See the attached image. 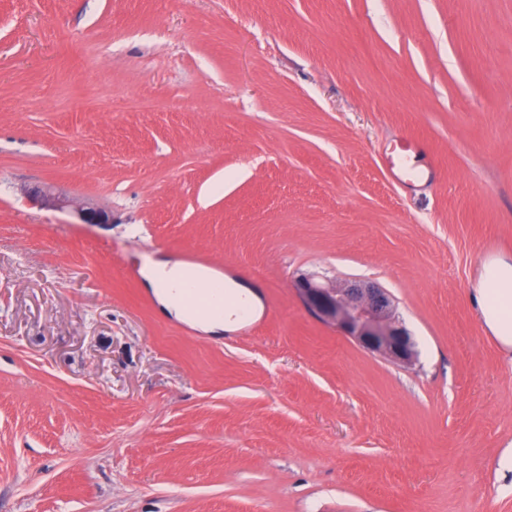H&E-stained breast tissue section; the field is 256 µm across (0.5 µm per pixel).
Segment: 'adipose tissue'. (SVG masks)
Returning <instances> with one entry per match:
<instances>
[{
	"label": "adipose tissue",
	"instance_id": "obj_1",
	"mask_svg": "<svg viewBox=\"0 0 512 512\" xmlns=\"http://www.w3.org/2000/svg\"><path fill=\"white\" fill-rule=\"evenodd\" d=\"M144 278L168 315L207 333L240 328L258 304L256 294L249 287L231 283L227 289L238 298V307L225 309L214 318L198 319L181 296L185 288L209 282L206 269L165 260L149 267ZM475 293L486 326L503 346L512 347V263L501 259L483 262Z\"/></svg>",
	"mask_w": 512,
	"mask_h": 512
}]
</instances>
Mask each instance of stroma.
<instances>
[{
    "mask_svg": "<svg viewBox=\"0 0 512 512\" xmlns=\"http://www.w3.org/2000/svg\"><path fill=\"white\" fill-rule=\"evenodd\" d=\"M406 141L430 184L388 176ZM491 254L512 0H0V512H512ZM190 257L254 330L163 312L141 269ZM304 274L386 288L418 362L317 320ZM29 196L35 200H40L42 204L55 210L73 208L84 224L110 223L109 215L105 211L94 207H87L80 204L77 205L73 200H70L67 197L55 196L49 192L40 190L39 188L31 190L29 192Z\"/></svg>",
    "mask_w": 512,
    "mask_h": 512,
    "instance_id": "stroma-1",
    "label": "stroma"
}]
</instances>
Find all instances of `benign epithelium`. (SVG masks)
Listing matches in <instances>:
<instances>
[{"mask_svg":"<svg viewBox=\"0 0 512 512\" xmlns=\"http://www.w3.org/2000/svg\"><path fill=\"white\" fill-rule=\"evenodd\" d=\"M35 200L55 210L74 209L85 224H108L109 215L100 209L78 205L67 197L40 189L29 192ZM297 290L306 308L319 320L336 325L361 347L395 363L410 364L416 353L407 330L400 325L389 292L360 280L323 285L303 276Z\"/></svg>","mask_w":512,"mask_h":512,"instance_id":"benign-epithelium-1","label":"benign epithelium"}]
</instances>
